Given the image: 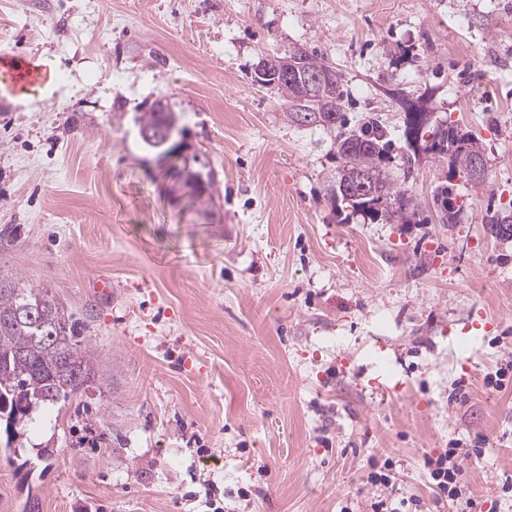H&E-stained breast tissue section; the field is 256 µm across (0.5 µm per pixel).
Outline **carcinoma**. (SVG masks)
Masks as SVG:
<instances>
[{
    "mask_svg": "<svg viewBox=\"0 0 512 512\" xmlns=\"http://www.w3.org/2000/svg\"><path fill=\"white\" fill-rule=\"evenodd\" d=\"M300 53V65L305 70L324 74L335 94L326 95L321 104L299 96L296 88L288 83L277 85L289 99L288 119L301 123L300 114L324 112L335 115L329 123L313 118L311 125L339 129L338 155L342 160L333 195L351 201L352 207L377 218L382 213L392 217L413 205L412 197L397 187L387 177H382L376 195L356 198L343 195V188L356 180L383 171L389 161L391 141L380 127L378 120L370 117L358 127H347L348 121L341 112V75L331 66L310 55L303 47H294ZM177 120L174 112H165L161 102L154 103L149 111L136 119L141 130H155L164 123ZM431 149L438 154H449L453 167L472 176V158L469 144L476 141L471 134L459 132L458 127L437 125L430 130ZM440 210L454 223L461 207L455 204V194L446 188L437 197ZM486 224L495 236H512V214L495 212L487 216ZM27 306L36 309L41 324L33 326L21 316ZM84 323L61 301L45 288L28 287L14 277L0 272V424L7 423L12 415L14 400L25 399L32 406V414L46 407L68 401L73 395L89 388L99 379L95 350L85 335ZM54 336L53 342L44 340Z\"/></svg>",
    "mask_w": 512,
    "mask_h": 512,
    "instance_id": "carcinoma-1",
    "label": "carcinoma"
}]
</instances>
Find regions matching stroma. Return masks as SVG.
I'll return each instance as SVG.
<instances>
[{
	"label": "stroma",
	"mask_w": 512,
	"mask_h": 512,
	"mask_svg": "<svg viewBox=\"0 0 512 512\" xmlns=\"http://www.w3.org/2000/svg\"><path fill=\"white\" fill-rule=\"evenodd\" d=\"M296 45L386 127L409 222L334 198L335 132L256 83ZM0 57L55 74L30 109L0 81V271L77 313L100 370L22 450L0 434V512H369L388 458L398 497L453 512L424 467L452 440L483 450L482 512H512V380L485 383L512 361V237L486 225L512 212V0H0ZM401 93L479 138L483 179L405 166ZM160 99L207 210L138 137Z\"/></svg>",
	"instance_id": "35a3bbf8"
}]
</instances>
